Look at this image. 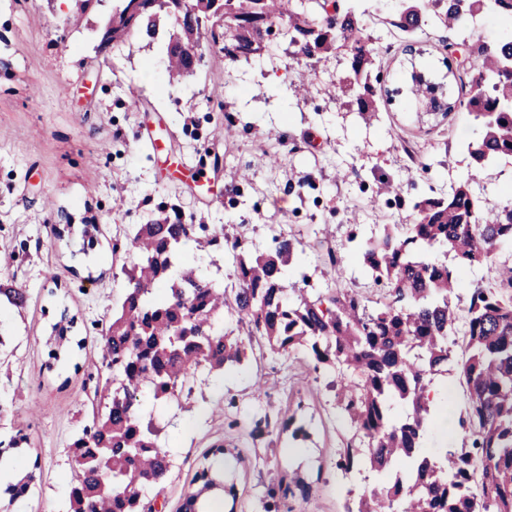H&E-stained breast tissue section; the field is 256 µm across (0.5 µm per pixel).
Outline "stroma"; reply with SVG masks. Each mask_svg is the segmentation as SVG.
Wrapping results in <instances>:
<instances>
[{"mask_svg":"<svg viewBox=\"0 0 512 512\" xmlns=\"http://www.w3.org/2000/svg\"><path fill=\"white\" fill-rule=\"evenodd\" d=\"M401 0H361L360 19L374 34L383 81L379 110L370 120L326 94L344 75L342 53H332L311 76L307 97L290 87L307 73L304 61L284 53L231 62L208 50L195 74L169 84L161 59H149L140 42L101 45L91 24H73L66 0L48 10L44 0H0V283L26 291L23 311L0 310V395L9 410L0 436L24 430L29 443L12 449L0 466V483L34 473L30 496L10 512H59L72 473L70 444L91 415L83 386L102 373L99 347L108 310L125 293V275L112 259L113 237L133 234L159 209L178 211L183 223L225 226L233 236L268 243L269 227L287 225L301 238L313 283L333 276L317 254V229L332 227L336 243L349 232H378L409 221L412 200L468 184L483 205L512 204V161L475 169L468 153L477 123L464 105L455 76L442 64L444 44L512 39V24L484 15L460 32L429 30L411 36L386 24ZM444 80L456 108L421 112L406 95L387 101L411 69ZM308 74V73H307ZM142 100L128 106L130 97ZM238 111L232 129L225 109ZM284 134L281 163L271 167L261 145ZM230 163L213 173L210 152ZM249 169V182L235 173ZM401 182V200L380 196V179ZM98 225L89 254L78 251L77 229ZM74 316L78 347L47 367L52 326L60 310ZM303 353L274 354L254 338L241 367L222 377L198 372L194 399L177 402L143 394L146 412L166 427L162 446L172 467L158 487L162 512H178L201 491L195 475L216 447L224 449V481L235 495L205 492L217 512H264L267 474L298 480L287 498L292 512H343L347 495L363 484L336 470V451L349 434L332 415L333 395L313 388ZM267 382L268 395L255 391ZM234 394L236 407L225 404ZM275 417L270 436L252 439L253 419L266 405ZM308 428L291 437L292 424Z\"/></svg>","mask_w":512,"mask_h":512,"instance_id":"stroma-1","label":"stroma"}]
</instances>
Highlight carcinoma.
<instances>
[{
    "label": "carcinoma",
    "instance_id": "cac0c4a2",
    "mask_svg": "<svg viewBox=\"0 0 512 512\" xmlns=\"http://www.w3.org/2000/svg\"><path fill=\"white\" fill-rule=\"evenodd\" d=\"M133 0H112V40L135 35L157 46L169 83L196 71L189 52L203 56L216 47L229 60H249L270 48L273 27L282 25L295 53L320 62L331 49L345 50L347 77L338 91L362 115L377 111L375 84L381 81L379 53L359 24L353 2L338 0H189L177 17L163 6L130 23ZM387 24L404 33L430 28L461 29L482 13L512 19V0H403ZM101 0H72L73 19L89 17ZM474 63L458 75L469 88L467 111L479 138L469 149L484 168L512 159V40L469 48ZM407 94L427 112L443 111V85L411 71ZM411 222L385 224L383 232L326 249L336 277L318 288L300 273L302 287H288V270L305 252L302 242L269 225L273 246L258 255L248 243L213 228L176 224L168 216L136 227L128 243H112L113 258L135 253L122 266L126 277L121 305L105 321L102 360L108 377L94 386L92 419L71 443L73 473L63 512H122L121 494L135 493L147 508L146 491L160 484L170 461L158 430L145 421L138 395L190 399L196 372L212 374L242 363L244 337L261 336L278 354L304 347L315 374L332 366L340 376L325 387L351 435L336 468L358 470L374 483L344 512H512V261L498 256L512 241V207L485 209L472 191L415 201ZM190 243L224 254L233 277L209 278L183 266ZM485 266L492 282L469 290L464 304L453 302L460 285L448 259ZM361 264L372 301L357 287H343L345 264ZM165 280L168 292L156 284ZM20 288L0 285V307L22 308ZM236 330L221 329L224 319ZM74 319L62 311L52 327L55 345L48 367L60 360ZM461 345L460 378L466 403L458 425L459 447L427 446L434 418L454 400L430 397L433 376L442 372ZM33 474L5 488L8 503L27 496ZM280 480L268 483L266 512H279Z\"/></svg>",
    "mask_w": 512,
    "mask_h": 512
}]
</instances>
